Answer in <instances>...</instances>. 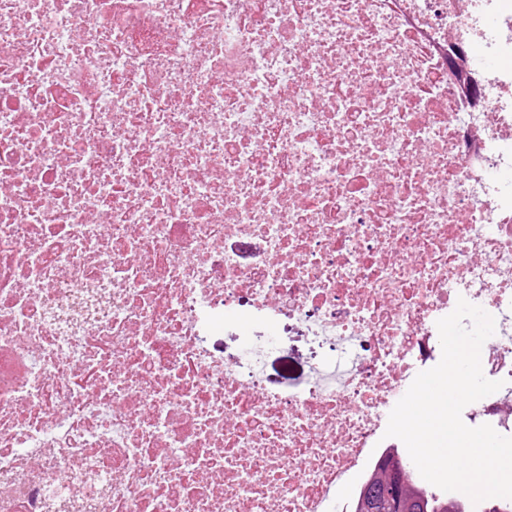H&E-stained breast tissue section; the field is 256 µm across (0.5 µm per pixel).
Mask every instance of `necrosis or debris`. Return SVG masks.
<instances>
[{
    "label": "necrosis or debris",
    "mask_w": 512,
    "mask_h": 512,
    "mask_svg": "<svg viewBox=\"0 0 512 512\" xmlns=\"http://www.w3.org/2000/svg\"><path fill=\"white\" fill-rule=\"evenodd\" d=\"M452 41L512 0H0V512H330L461 298L512 436V68L471 110ZM242 294L336 361L225 364ZM226 247L234 250L244 263L257 260L263 252V244L259 240L240 241L232 239L227 241Z\"/></svg>",
    "instance_id": "4bbe7bcc"
}]
</instances>
